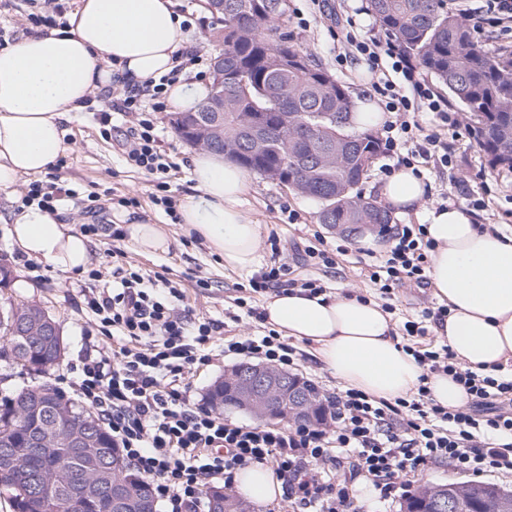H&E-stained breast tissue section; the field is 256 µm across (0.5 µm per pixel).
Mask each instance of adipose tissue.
I'll return each mask as SVG.
<instances>
[{"mask_svg": "<svg viewBox=\"0 0 512 512\" xmlns=\"http://www.w3.org/2000/svg\"><path fill=\"white\" fill-rule=\"evenodd\" d=\"M185 45L172 0H79L66 28L25 35L0 49V191L46 172L70 151L65 124L93 91L166 74L173 53ZM191 174L197 192L180 204L181 223L223 257L225 267L253 270L260 227L242 207L248 172L223 154L203 151ZM382 194L403 213L423 199L425 186L403 168ZM427 221L435 244L428 274L435 297L448 307L436 333L462 366L496 373L512 360V234L480 229L454 207L429 210ZM9 238L28 258L64 272L87 263V238L34 205L13 216ZM264 311L271 328L315 344L324 367L345 386L394 400L419 383L422 367L394 340L392 318L376 302L273 293ZM234 482L255 500L274 498L282 486L258 464L237 470Z\"/></svg>", "mask_w": 512, "mask_h": 512, "instance_id": "adipose-tissue-1", "label": "adipose tissue"}]
</instances>
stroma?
<instances>
[{
    "instance_id": "obj_1",
    "label": "stroma",
    "mask_w": 512,
    "mask_h": 512,
    "mask_svg": "<svg viewBox=\"0 0 512 512\" xmlns=\"http://www.w3.org/2000/svg\"><path fill=\"white\" fill-rule=\"evenodd\" d=\"M176 8H185L192 13L195 23L187 32L189 45L198 47L205 58L211 59L221 53L224 44L213 37L217 21L203 7V0H174ZM355 20L357 37L385 39L386 34L367 9L366 0H288V11L282 23L294 44L312 55L326 71L347 89L352 100L369 97L372 73L366 63H339L337 54L340 41L334 22L326 19V12ZM97 105L73 113L66 128L74 144L67 153V163L58 169L61 181L74 188L81 197L93 194L102 204L98 212L96 234L89 236V258L87 268L82 272H61L30 262L29 258L9 243L7 221L18 211L21 198L27 191L29 177H21L11 191L0 192V264L9 265L14 273L15 283L0 290V298L15 302L34 303L44 308L59 324L65 345L63 362L52 370L49 379L55 385H62L71 377L78 354L86 336H97L94 318L88 312L79 293L88 286L89 269L101 270V284L111 285L112 267L117 260L113 248H120L126 261L131 262L142 273L158 274L169 286L184 291L183 305L191 316L209 317L221 322L220 332L225 336H248L254 334L257 324L242 316L234 304L240 285L249 278L248 273L225 268L223 259L212 254L206 244L195 235L186 234L183 226L172 223L164 211L156 207L151 199L154 188L142 173L129 168L121 157L116 138L102 135L97 119ZM173 109L154 113L153 120L161 139V145L177 166L171 179V193L175 199H183L193 193L190 178L195 146L183 140L173 129ZM424 126L440 132L448 142L452 163L443 167L428 162L421 164V178L427 188L424 210L407 214H392L395 224L424 223L426 208L432 206L457 207L471 214L475 223L494 224L499 230L512 233V171L491 169L487 157L472 132L473 122L469 116H462L459 131L442 126L435 114L420 113ZM468 181L472 193L460 195L458 185ZM127 195L137 198L139 205L130 209L131 220L139 223L162 225L172 237L168 252L147 255L140 253L129 240L119 242L112 239V222L117 210L111 202L112 196ZM243 208L259 224L261 263H269L273 250L282 255L294 254L298 245L312 236H320L328 247L346 242L347 256L341 257L335 269L323 271L308 263L293 264L294 275L323 279L328 287L342 295H365L372 301L381 296L369 282L367 266L373 258L359 236L336 230L321 224L318 220L320 204L292 188L252 174L251 187L243 200ZM276 236L277 244H270L269 236ZM208 278L209 288L194 287L192 276ZM390 302L395 327H402L404 321L418 318L426 308L434 309L438 301L431 289L417 287L406 282L395 288Z\"/></svg>"
}]
</instances>
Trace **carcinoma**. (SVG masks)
Masks as SVG:
<instances>
[{"instance_id":"obj_1","label":"carcinoma","mask_w":512,"mask_h":512,"mask_svg":"<svg viewBox=\"0 0 512 512\" xmlns=\"http://www.w3.org/2000/svg\"><path fill=\"white\" fill-rule=\"evenodd\" d=\"M216 37L224 42V108L209 109L215 89L193 112L173 121L181 136L201 130L207 148L222 152L258 174L284 168L288 186L317 200L322 224H388L390 215L375 202L354 194L381 152L371 131H348L353 102L344 86L290 44L282 29L287 5L268 9L273 0H223ZM368 10L401 50L432 73L448 97L475 119L474 133L492 169L512 170V51L490 54L476 42L448 0H368ZM36 304L0 303V337L15 343L14 363L36 375L56 366L53 349L43 342L21 343L8 336L14 317L41 319ZM53 391L76 416V406L51 382L42 380L0 404V421L10 417L15 486L7 490L13 512H69L66 494L53 487L66 474L95 483L99 472L121 458L112 435L97 432L92 447L72 455L47 456L30 446L31 435L55 416L57 405L42 397ZM43 405L35 414L26 404ZM126 512H156L147 479L133 473ZM493 483H450L448 493L465 500L471 512L494 499ZM81 512H114L102 493L82 503Z\"/></svg>"}]
</instances>
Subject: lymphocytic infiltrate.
Here are the masks:
<instances>
[{
  "label": "lymphocytic infiltrate",
  "mask_w": 512,
  "mask_h": 512,
  "mask_svg": "<svg viewBox=\"0 0 512 512\" xmlns=\"http://www.w3.org/2000/svg\"><path fill=\"white\" fill-rule=\"evenodd\" d=\"M341 44L338 61L366 62L386 112H432L449 128H460L457 112L415 81L412 61L396 45L361 39L351 31L342 35ZM173 58L169 73L126 87L121 97L104 104L98 119L103 132L118 131L126 164L151 176L154 204L174 219L176 202L167 181L174 164L161 148L152 114L164 108L166 86L203 57L184 48ZM121 118L127 125L119 130L115 124ZM382 142L407 168L434 157L444 166L451 162L438 133L416 121L387 122ZM433 249L426 225H400L369 278L385 297L406 280L425 287ZM295 290L315 296L327 288L319 278H292L281 260L253 273L236 303L260 323L264 314L249 306L248 297ZM182 297L175 288L160 293L155 279L133 267L113 268L111 287L84 293L103 340L86 347L69 384L108 426L125 462L150 482L163 512H205L206 486L220 482L232 488L234 472L252 464L273 465L283 479L285 500L300 512H349L355 480L364 479L387 495L397 480L439 463L473 476L512 475V374L465 368L445 345L415 346L411 352L425 375L448 374L465 387L470 396L465 406L434 403L423 383L413 395L393 401L346 388L325 393L328 420L322 425L235 423L191 401L192 370L211 365L219 355L292 369L306 353L271 328L216 344L218 322L188 319L176 305Z\"/></svg>",
  "instance_id": "f902f5d3"
}]
</instances>
